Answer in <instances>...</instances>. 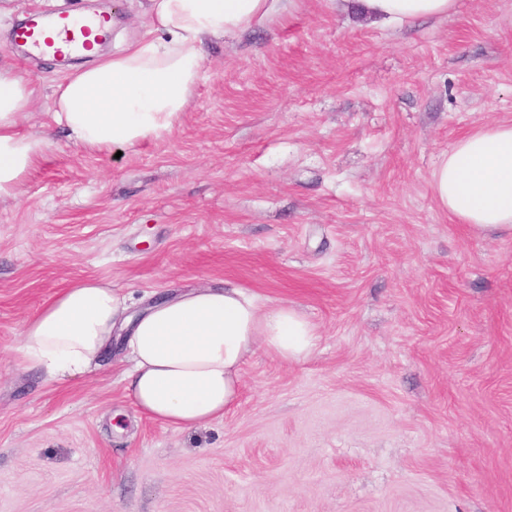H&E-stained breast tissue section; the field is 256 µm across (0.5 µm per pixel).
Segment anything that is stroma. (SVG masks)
<instances>
[{"instance_id":"35a3bbf8","label":"stroma","mask_w":512,"mask_h":512,"mask_svg":"<svg viewBox=\"0 0 512 512\" xmlns=\"http://www.w3.org/2000/svg\"><path fill=\"white\" fill-rule=\"evenodd\" d=\"M148 0H0V64L35 89L21 133L52 147L0 200V512H512V236L441 210L430 173L462 134L512 123V0L388 27L343 0L203 45L164 139L75 146L51 119L69 65L11 41L28 13L111 19ZM246 288L318 328L256 350L237 404L178 430L125 390L130 363L48 382L15 348L69 285Z\"/></svg>"}]
</instances>
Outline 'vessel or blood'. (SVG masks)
<instances>
[{
    "instance_id": "b4317fda",
    "label": "vessel or blood",
    "mask_w": 512,
    "mask_h": 512,
    "mask_svg": "<svg viewBox=\"0 0 512 512\" xmlns=\"http://www.w3.org/2000/svg\"><path fill=\"white\" fill-rule=\"evenodd\" d=\"M108 27L109 20L105 17L77 22L69 16L62 15L53 24L46 25L38 16L33 15L14 30L13 38L39 51L58 54L66 46L93 49L105 35Z\"/></svg>"
}]
</instances>
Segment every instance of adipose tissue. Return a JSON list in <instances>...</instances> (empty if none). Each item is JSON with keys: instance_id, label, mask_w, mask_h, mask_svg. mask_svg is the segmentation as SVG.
<instances>
[{"instance_id": "obj_1", "label": "adipose tissue", "mask_w": 512, "mask_h": 512, "mask_svg": "<svg viewBox=\"0 0 512 512\" xmlns=\"http://www.w3.org/2000/svg\"><path fill=\"white\" fill-rule=\"evenodd\" d=\"M296 0H149L152 36L89 66L54 90L53 121L74 145L125 151L167 137L202 76L204 39H233L294 8ZM385 24L445 16L455 0H355ZM28 74L0 68V200L17 197L25 175L45 160L48 139L20 133L31 104ZM434 197L458 223L512 235V123L459 137L430 174ZM296 309L263 305L243 288L202 286L159 294L133 312L101 280L66 288L27 322L17 351L49 381L86 373L112 346L131 363L124 380L140 411L175 428L223 416L238 401L241 370L255 349L283 362L306 360L317 346Z\"/></svg>"}]
</instances>
